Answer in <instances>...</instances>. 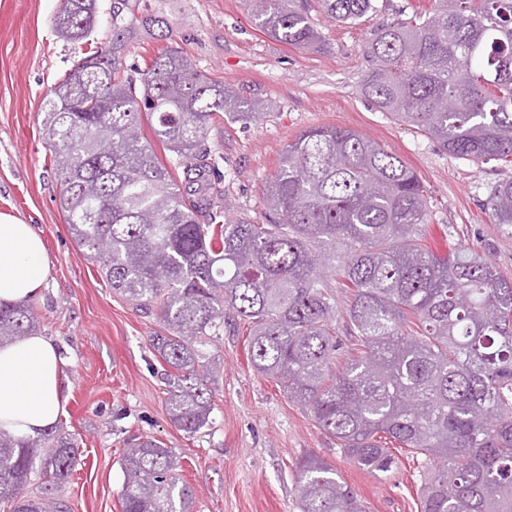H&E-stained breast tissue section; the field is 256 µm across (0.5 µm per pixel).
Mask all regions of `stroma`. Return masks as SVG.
<instances>
[{"label":"stroma","mask_w":512,"mask_h":512,"mask_svg":"<svg viewBox=\"0 0 512 512\" xmlns=\"http://www.w3.org/2000/svg\"><path fill=\"white\" fill-rule=\"evenodd\" d=\"M89 37H58V0H0V212L33 224L52 268L32 304L37 329L66 362L64 410L52 431L76 444V463L53 496L67 512H121L120 456L127 437L149 435L180 460L194 493L193 512H300L299 462L318 453L366 502L370 512H420L417 462L396 450L394 472L375 476L350 464L306 409L289 402L249 356L247 322L224 327L215 350L208 426L195 435L169 420L162 364L150 346L157 316L115 293L99 261L79 246L57 205L61 184L41 138L45 95L77 60L126 31V69L144 68L161 49L179 48L225 87L265 101L252 123L221 121L208 145L224 156L217 172L230 218L266 221L263 189L289 142L314 126H340L378 141L417 173L427 195L433 236L471 249L512 277V235L491 223L482 204L490 186L512 178V164H481L441 151L360 91L371 34L411 18L429 0H372L361 18L336 23L312 14L322 42L295 48L260 32L248 0H97ZM162 20L145 27L141 18Z\"/></svg>","instance_id":"stroma-1"}]
</instances>
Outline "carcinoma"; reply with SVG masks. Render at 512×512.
Returning <instances> with one entry per match:
<instances>
[{
  "label": "carcinoma",
  "instance_id": "cac0c4a2",
  "mask_svg": "<svg viewBox=\"0 0 512 512\" xmlns=\"http://www.w3.org/2000/svg\"><path fill=\"white\" fill-rule=\"evenodd\" d=\"M251 2L265 35L298 48L321 42L309 0ZM318 5L347 22L372 0ZM97 13V0H65L56 30L82 41ZM124 47L122 30L112 32L107 50L51 88L42 137L75 240L114 290L159 318L150 346L167 367L173 424L189 435L209 425V347L233 313L251 325L253 368L361 470L390 472L382 440L393 439L421 456L420 512H512V278L473 251L427 245L416 172L345 127H311L288 143L266 187L267 223L229 219L222 181L209 179L223 157L205 140L222 113L260 121L263 101L171 47L133 76ZM365 57L361 94L380 111L449 154L512 163V0H432L374 31ZM483 208L512 229V179L491 186ZM339 322L359 349L335 367ZM35 328L30 303H0L1 343ZM37 460L48 493L71 475L73 443L0 430V502L12 512L58 509L25 499ZM120 465L122 512H190L193 490L160 441L132 439ZM299 471L301 512H366L323 457H304Z\"/></svg>",
  "mask_w": 512,
  "mask_h": 512
}]
</instances>
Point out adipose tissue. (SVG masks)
Instances as JSON below:
<instances>
[{
  "label": "adipose tissue",
  "mask_w": 512,
  "mask_h": 512,
  "mask_svg": "<svg viewBox=\"0 0 512 512\" xmlns=\"http://www.w3.org/2000/svg\"><path fill=\"white\" fill-rule=\"evenodd\" d=\"M52 263L33 225L0 212V300L37 297ZM65 362L53 341L34 332L0 344V429L38 438L63 412Z\"/></svg>",
  "instance_id": "obj_1"
}]
</instances>
